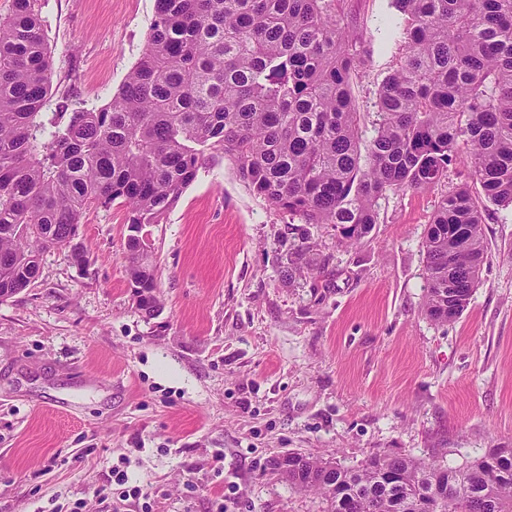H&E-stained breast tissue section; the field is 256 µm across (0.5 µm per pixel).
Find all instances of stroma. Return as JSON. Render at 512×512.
Segmentation results:
<instances>
[{"instance_id": "stroma-1", "label": "stroma", "mask_w": 512, "mask_h": 512, "mask_svg": "<svg viewBox=\"0 0 512 512\" xmlns=\"http://www.w3.org/2000/svg\"><path fill=\"white\" fill-rule=\"evenodd\" d=\"M364 34L351 94L365 133L406 46L392 0H346ZM155 0H44L48 111L106 103L140 57ZM390 191L359 243L255 196L215 154L148 226L161 308L128 288L125 208H90V256L40 257L0 301V512H321L270 466L297 451L353 468L374 455L458 466L512 448V210L489 206L486 261L463 313L425 312L423 243L441 196L472 183ZM303 251L308 271L286 276ZM126 477L114 482L115 473Z\"/></svg>"}]
</instances>
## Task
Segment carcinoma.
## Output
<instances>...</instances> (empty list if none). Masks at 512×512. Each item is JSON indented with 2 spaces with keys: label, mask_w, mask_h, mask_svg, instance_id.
<instances>
[{
  "label": "carcinoma",
  "mask_w": 512,
  "mask_h": 512,
  "mask_svg": "<svg viewBox=\"0 0 512 512\" xmlns=\"http://www.w3.org/2000/svg\"><path fill=\"white\" fill-rule=\"evenodd\" d=\"M343 0H156L144 50L102 106L48 113L41 0L0 18V299L70 248L84 211L121 201L129 288L159 303L141 232L217 151L253 194L357 242L388 191L425 189L466 149L479 190L441 197L424 249L426 311L455 320L484 262L489 204L512 208V0H393L407 52L363 139L350 79L363 37ZM273 469L322 512H512V448L458 467L372 456L345 468L289 452Z\"/></svg>",
  "instance_id": "carcinoma-1"
}]
</instances>
